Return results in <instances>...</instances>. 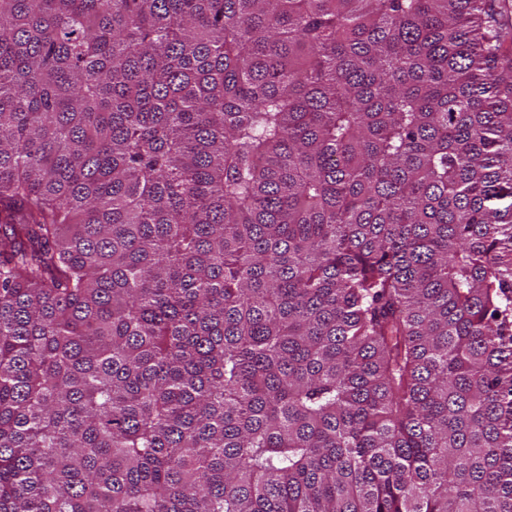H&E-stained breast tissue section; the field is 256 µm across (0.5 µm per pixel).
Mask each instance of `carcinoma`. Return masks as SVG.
I'll use <instances>...</instances> for the list:
<instances>
[{
	"label": "carcinoma",
	"instance_id": "cac0c4a2",
	"mask_svg": "<svg viewBox=\"0 0 512 512\" xmlns=\"http://www.w3.org/2000/svg\"><path fill=\"white\" fill-rule=\"evenodd\" d=\"M0 512H512V0H0Z\"/></svg>",
	"mask_w": 512,
	"mask_h": 512
}]
</instances>
